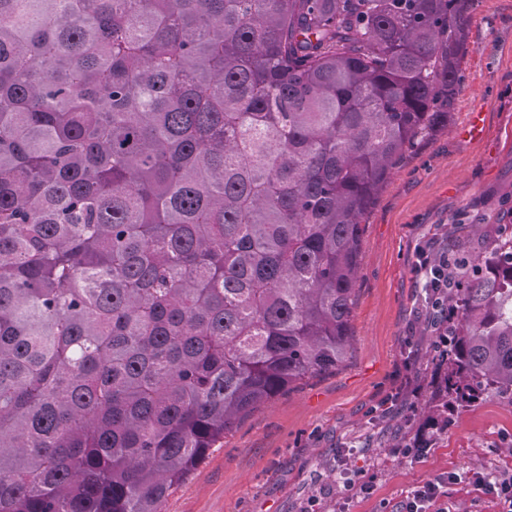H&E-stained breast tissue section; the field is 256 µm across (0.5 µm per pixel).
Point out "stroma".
<instances>
[{"mask_svg":"<svg viewBox=\"0 0 512 512\" xmlns=\"http://www.w3.org/2000/svg\"><path fill=\"white\" fill-rule=\"evenodd\" d=\"M469 41L448 126L406 153L365 219L346 361L248 412L162 512H302L344 471L373 485L350 512H395L412 487L448 473L451 512H502L474 475L512 472V402L483 401L437 429L424 417L437 359L417 254L462 251L512 224V0H472ZM401 383L409 396L382 414ZM413 447L422 455L404 457Z\"/></svg>","mask_w":512,"mask_h":512,"instance_id":"1","label":"stroma"}]
</instances>
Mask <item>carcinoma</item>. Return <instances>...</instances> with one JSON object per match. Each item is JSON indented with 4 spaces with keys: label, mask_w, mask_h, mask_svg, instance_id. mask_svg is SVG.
<instances>
[{
    "label": "carcinoma",
    "mask_w": 512,
    "mask_h": 512,
    "mask_svg": "<svg viewBox=\"0 0 512 512\" xmlns=\"http://www.w3.org/2000/svg\"><path fill=\"white\" fill-rule=\"evenodd\" d=\"M470 0H0V512H160L347 358L364 217ZM427 416L512 397V225L448 266Z\"/></svg>",
    "instance_id": "1"
}]
</instances>
